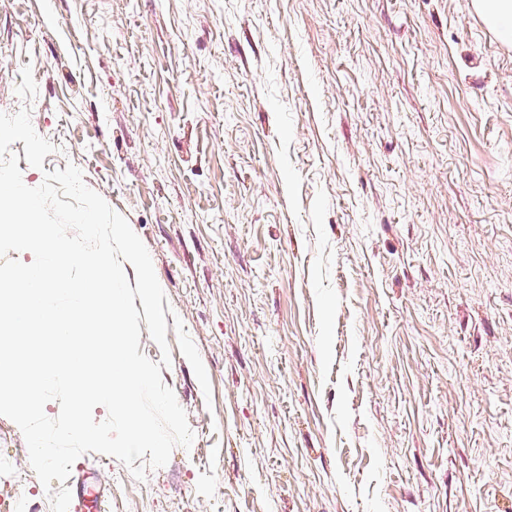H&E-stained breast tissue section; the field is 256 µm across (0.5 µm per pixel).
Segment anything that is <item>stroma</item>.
<instances>
[{"instance_id":"stroma-1","label":"stroma","mask_w":512,"mask_h":512,"mask_svg":"<svg viewBox=\"0 0 512 512\" xmlns=\"http://www.w3.org/2000/svg\"><path fill=\"white\" fill-rule=\"evenodd\" d=\"M30 107L146 246L195 434L137 481L43 486L0 416V499L52 512H512V45L473 0H0Z\"/></svg>"}]
</instances>
